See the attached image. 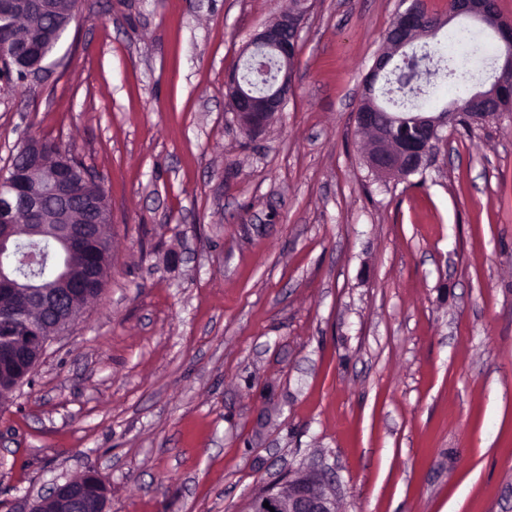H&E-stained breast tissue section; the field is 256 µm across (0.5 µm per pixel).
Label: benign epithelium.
Returning a JSON list of instances; mask_svg holds the SVG:
<instances>
[{"label":"benign epithelium","instance_id":"7a95c632","mask_svg":"<svg viewBox=\"0 0 512 512\" xmlns=\"http://www.w3.org/2000/svg\"><path fill=\"white\" fill-rule=\"evenodd\" d=\"M308 0H297L246 45V62L264 79L257 90L237 74L226 83V96L242 130L266 126L283 111L288 80L297 62L299 31ZM77 10L61 0H0V76L17 69L21 78L39 76L43 62L61 42ZM52 19L47 28L41 20ZM466 19L491 27L500 42L503 65L490 87L440 112H392L377 122L374 87L390 71L392 60L411 41L431 33L423 0H410L397 15L373 64L364 90L357 126L371 135L367 164L384 177L406 178L423 167L441 129L461 123L479 126L491 115L512 110V25L501 21L495 0H448V20ZM22 163L0 172V254L22 238L31 240L18 256L34 267L35 242L52 239L60 248V269L50 286L23 283L0 264V395L27 384L49 344L74 323L75 315L98 297L110 268L108 227L111 214L104 192L90 172L76 173L63 154H49L43 140L25 137L18 146ZM269 503L264 507L263 503ZM338 512L335 481L326 472L300 467L277 488L249 500L244 512ZM15 512H107V491L98 473L58 483L47 496L27 498Z\"/></svg>","mask_w":512,"mask_h":512}]
</instances>
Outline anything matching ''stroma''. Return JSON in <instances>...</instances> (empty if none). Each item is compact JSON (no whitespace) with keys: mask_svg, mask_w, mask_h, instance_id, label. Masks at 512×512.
Listing matches in <instances>:
<instances>
[{"mask_svg":"<svg viewBox=\"0 0 512 512\" xmlns=\"http://www.w3.org/2000/svg\"><path fill=\"white\" fill-rule=\"evenodd\" d=\"M288 0H80L0 81V169L72 145L112 212L101 296L0 404V502L95 468L107 512H243L322 465L339 512H512V112L384 178L355 113L400 0H312L288 101L224 95ZM437 80V112L487 88Z\"/></svg>","mask_w":512,"mask_h":512,"instance_id":"1","label":"stroma"}]
</instances>
